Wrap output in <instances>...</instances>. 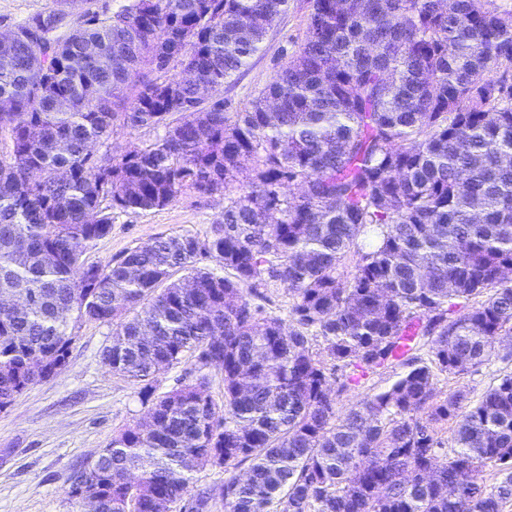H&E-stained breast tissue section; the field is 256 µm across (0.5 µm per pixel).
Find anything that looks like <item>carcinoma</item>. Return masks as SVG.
<instances>
[{
  "label": "carcinoma",
  "mask_w": 512,
  "mask_h": 512,
  "mask_svg": "<svg viewBox=\"0 0 512 512\" xmlns=\"http://www.w3.org/2000/svg\"><path fill=\"white\" fill-rule=\"evenodd\" d=\"M287 5L128 0L104 19L85 11L74 30L35 25L51 19L41 13L16 25L0 50L12 104L0 113V286L29 307L0 308V410L65 367L82 324H108L105 365L155 417L104 452L90 486L100 512H209L217 499L225 512H503L512 376L471 406L461 389L439 399L437 374L469 372L512 335V12L312 0L305 41L236 119L221 98L171 87L163 63L183 59L223 87ZM41 40L52 61L35 71ZM87 41L100 53L75 68ZM59 96L69 111L54 109ZM116 123L164 133L99 152ZM186 190L224 197L210 236L85 263L115 215ZM208 258L217 267L199 266ZM278 282L289 325L252 303ZM186 358L196 377L156 394ZM395 363L413 369L336 414L349 386ZM210 368L224 375L220 403ZM207 467L224 480L189 493Z\"/></svg>",
  "instance_id": "1"
}]
</instances>
